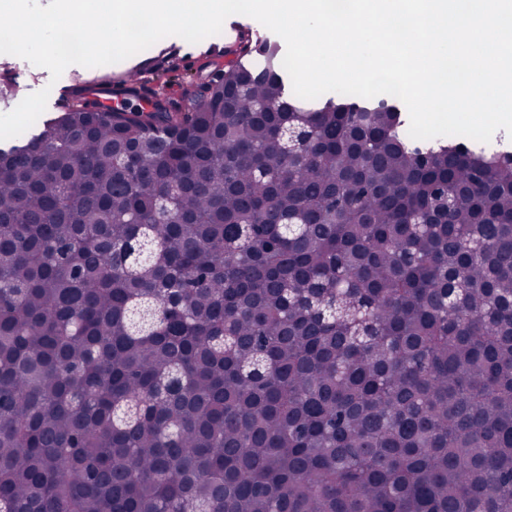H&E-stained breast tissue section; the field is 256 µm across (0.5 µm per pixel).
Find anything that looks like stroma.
I'll return each mask as SVG.
<instances>
[{"label":"stroma","mask_w":512,"mask_h":512,"mask_svg":"<svg viewBox=\"0 0 512 512\" xmlns=\"http://www.w3.org/2000/svg\"><path fill=\"white\" fill-rule=\"evenodd\" d=\"M257 20L245 15L229 16L221 33L197 43L177 36L165 37L151 47L114 64L83 67L69 66L59 79H52L48 70L7 54H0V113L13 110L27 95L41 89L50 94L43 119L56 118L65 110L71 91L77 86H106L125 79L130 66L151 72L155 84H163L171 76L186 82L196 77L206 55L223 51L225 43L233 41L239 31L259 29Z\"/></svg>","instance_id":"obj_1"}]
</instances>
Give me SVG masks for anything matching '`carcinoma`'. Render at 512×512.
<instances>
[{"label": "carcinoma", "instance_id": "cac0c4a2", "mask_svg": "<svg viewBox=\"0 0 512 512\" xmlns=\"http://www.w3.org/2000/svg\"><path fill=\"white\" fill-rule=\"evenodd\" d=\"M224 57L0 150V512H512V152Z\"/></svg>", "mask_w": 512, "mask_h": 512}]
</instances>
